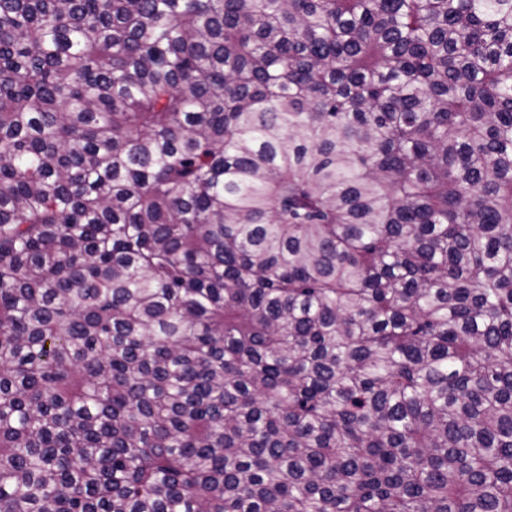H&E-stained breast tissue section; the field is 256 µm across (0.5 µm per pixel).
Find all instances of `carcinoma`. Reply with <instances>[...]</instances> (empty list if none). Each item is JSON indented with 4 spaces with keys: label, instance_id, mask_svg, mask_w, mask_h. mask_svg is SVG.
I'll return each mask as SVG.
<instances>
[{
    "label": "carcinoma",
    "instance_id": "carcinoma-1",
    "mask_svg": "<svg viewBox=\"0 0 512 512\" xmlns=\"http://www.w3.org/2000/svg\"><path fill=\"white\" fill-rule=\"evenodd\" d=\"M0 512H512V0H0Z\"/></svg>",
    "mask_w": 512,
    "mask_h": 512
}]
</instances>
